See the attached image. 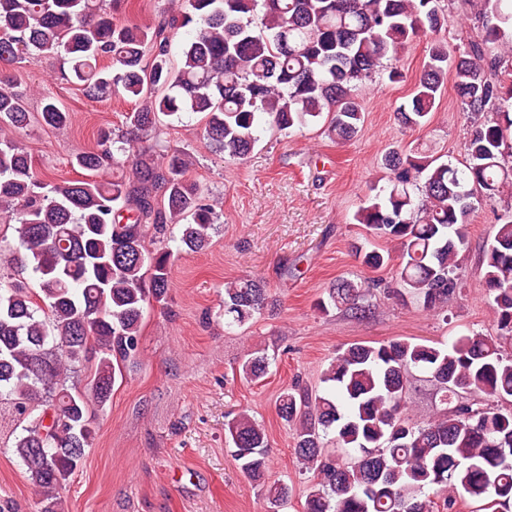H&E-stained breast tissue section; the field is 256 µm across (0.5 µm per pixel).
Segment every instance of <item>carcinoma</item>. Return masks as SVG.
Masks as SVG:
<instances>
[{
	"label": "carcinoma",
	"instance_id": "1",
	"mask_svg": "<svg viewBox=\"0 0 512 512\" xmlns=\"http://www.w3.org/2000/svg\"><path fill=\"white\" fill-rule=\"evenodd\" d=\"M0 0V65L62 54L85 95H118L135 104L128 135L101 136L99 148L75 156L79 168H113L110 180L46 183L11 134L33 115L0 81V223H17L12 255L0 257V403L21 432L14 454L26 468L39 512H59V492L94 438L91 404L104 405L116 375L133 360L152 302H166L175 256L198 252L218 220L209 191L188 176L193 156L136 148L161 117L205 114L212 151L234 160L254 149L265 123L288 134L322 117L338 142L363 123L359 91L427 36V60L408 104L405 127L428 121L453 75L456 99L470 118L465 161L458 166L420 153L384 157L388 184L354 214L369 238L355 247L375 272L390 256L372 241L399 246L396 286L438 311L462 288L459 254L480 205L500 206L482 252L483 288L496 335L471 331L448 346L393 338L350 344L324 373L317 394L300 383L276 401L290 428L294 454L313 473L304 512H453L454 493L512 505V0H181L155 23L123 17L128 0ZM455 14L467 22L461 44L440 37ZM192 28L180 59L174 35ZM109 60L112 76L101 75ZM42 125L61 129L68 113L48 102ZM164 190L163 202L155 194ZM178 228L176 248L168 234ZM31 268L39 292L3 273ZM374 282L342 278L320 302L323 312L365 317ZM224 319L244 326L277 310L263 279L224 282ZM90 366L79 390L70 375ZM268 349L247 352L243 379L268 373ZM439 395L435 416H402L415 372ZM225 440L241 471L278 508L292 489L270 478L265 428L247 412L227 422ZM443 496L437 504L431 495Z\"/></svg>",
	"mask_w": 512,
	"mask_h": 512
}]
</instances>
